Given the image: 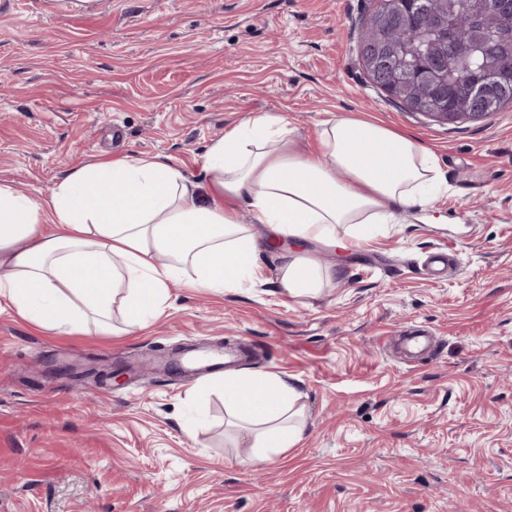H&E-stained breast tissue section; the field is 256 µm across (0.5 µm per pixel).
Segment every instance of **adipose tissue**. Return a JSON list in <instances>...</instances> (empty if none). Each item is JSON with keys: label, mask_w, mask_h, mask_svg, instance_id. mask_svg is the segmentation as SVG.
<instances>
[{"label": "adipose tissue", "mask_w": 512, "mask_h": 512, "mask_svg": "<svg viewBox=\"0 0 512 512\" xmlns=\"http://www.w3.org/2000/svg\"><path fill=\"white\" fill-rule=\"evenodd\" d=\"M189 177L163 155H127L70 169L52 195L19 194L0 179V308L59 333L120 310L130 327L164 313L183 265L210 293L262 278L260 251L281 260L282 288L313 298L336 277L306 249L347 250L365 224L430 211L443 185L410 136L347 115L323 123L314 151L292 149L288 124L251 114L225 129ZM247 211L250 223L238 221ZM348 234H339V227ZM247 464L278 460L303 438L295 386L275 374L216 377Z\"/></svg>", "instance_id": "obj_1"}]
</instances>
